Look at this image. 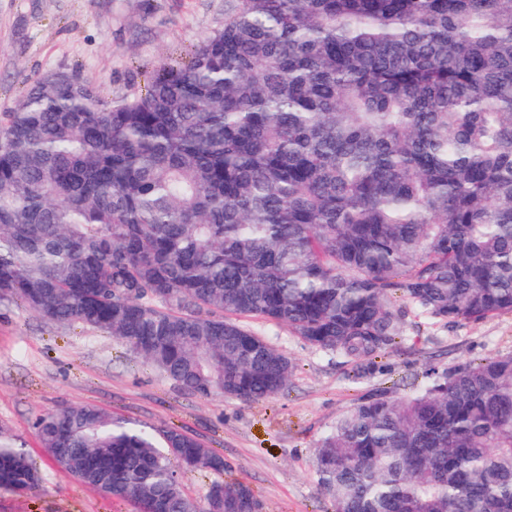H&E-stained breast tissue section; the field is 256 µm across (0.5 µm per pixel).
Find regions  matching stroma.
I'll return each instance as SVG.
<instances>
[{"instance_id": "obj_1", "label": "stroma", "mask_w": 512, "mask_h": 512, "mask_svg": "<svg viewBox=\"0 0 512 512\" xmlns=\"http://www.w3.org/2000/svg\"><path fill=\"white\" fill-rule=\"evenodd\" d=\"M224 27V0H0V116L33 82L76 71L110 98L133 97L164 64L188 61L194 46ZM246 326L282 348L294 371L276 398H203L179 389L118 339L59 325L19 300H0V428L26 448L44 476L19 495L0 489V512H135L54 468L33 429L39 414L94 405L132 421L171 426L222 455V474L181 470L190 497L214 481L247 484L263 512H334L313 467L316 444L357 400L393 397L426 383L430 369L512 354V313L444 324L408 313L395 350L355 381L344 358L287 328L255 318Z\"/></svg>"}]
</instances>
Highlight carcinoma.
<instances>
[{
  "label": "carcinoma",
  "instance_id": "obj_1",
  "mask_svg": "<svg viewBox=\"0 0 512 512\" xmlns=\"http://www.w3.org/2000/svg\"><path fill=\"white\" fill-rule=\"evenodd\" d=\"M400 295L445 323L512 313V0H225L224 28L132 98L36 80L0 121V297L105 331L201 397L272 399L287 327L369 373ZM50 462L138 512L200 500L224 456L94 406L39 415ZM335 512H512V355L359 399L313 460ZM42 475L0 429V488Z\"/></svg>",
  "mask_w": 512,
  "mask_h": 512
}]
</instances>
